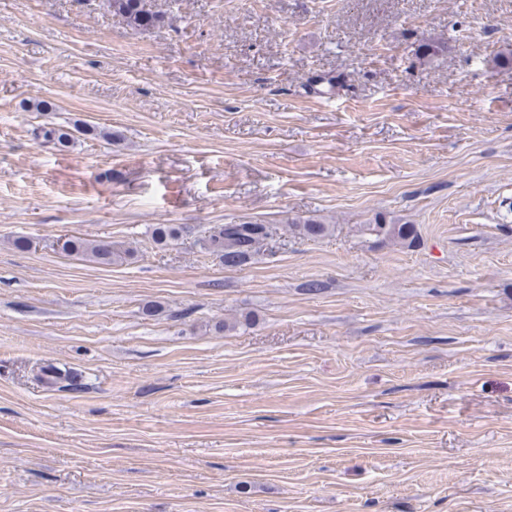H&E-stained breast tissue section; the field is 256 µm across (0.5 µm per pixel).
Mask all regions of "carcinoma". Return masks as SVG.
Wrapping results in <instances>:
<instances>
[{"label":"carcinoma","mask_w":512,"mask_h":512,"mask_svg":"<svg viewBox=\"0 0 512 512\" xmlns=\"http://www.w3.org/2000/svg\"><path fill=\"white\" fill-rule=\"evenodd\" d=\"M112 14L122 18L129 26L149 29L164 23V15L154 11L149 0H109ZM38 136L47 142L65 145L71 133L63 128H41ZM293 233L308 239L328 237L334 232V225L322 224L315 219L289 224ZM363 233L374 234L395 244L413 246L418 239L413 224H389L385 217L377 215L370 224L360 226ZM180 228L171 224H158L153 236L157 243L166 245L178 238ZM270 224L242 222L239 224H217L212 226L199 240L201 248L216 256L226 267H238L258 252L261 245L272 238ZM60 250L67 255H81L101 265L123 262L131 256V251L123 249L110 240L67 237L60 242Z\"/></svg>","instance_id":"cac0c4a2"}]
</instances>
